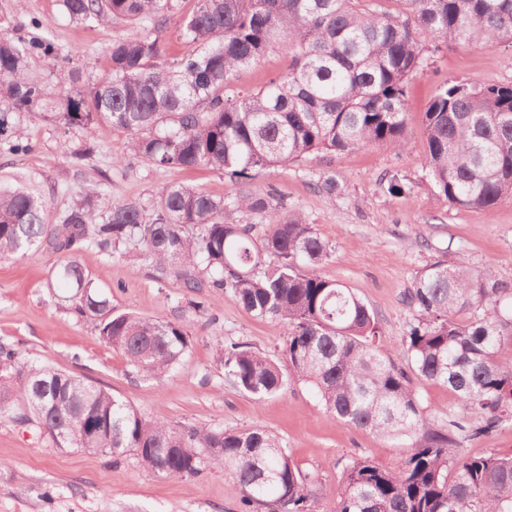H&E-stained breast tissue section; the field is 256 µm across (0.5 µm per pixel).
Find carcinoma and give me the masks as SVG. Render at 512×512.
Returning a JSON list of instances; mask_svg holds the SVG:
<instances>
[{
    "instance_id": "cac0c4a2",
    "label": "carcinoma",
    "mask_w": 512,
    "mask_h": 512,
    "mask_svg": "<svg viewBox=\"0 0 512 512\" xmlns=\"http://www.w3.org/2000/svg\"><path fill=\"white\" fill-rule=\"evenodd\" d=\"M178 2L63 0L88 27L130 23L146 34L114 39L106 74L56 103L26 70L32 57L55 59L61 49L20 28L1 33L0 141L29 151L12 140L18 114L50 110L68 127L109 126L157 167H205L246 181L321 153L403 150L408 84L425 41L512 45V0H196L180 19L192 51L171 60L154 31ZM276 48L291 59L288 73L228 94L238 71ZM422 124L423 167L449 205L490 211L512 197V84L447 81ZM106 193L97 185L50 224L42 196L0 186V259L42 247L63 254L55 276L73 288L75 312L136 374L172 372L191 336L180 323L113 312L76 252L134 253L162 280L174 276L198 296L225 295L287 330L277 355L219 343L235 387L263 399L307 383L325 412L401 442L407 454L394 470L354 458L327 484L295 465L269 430L147 420L101 387L4 344L0 419L35 427L57 448L88 445L115 461L133 451L163 478L222 467L249 512H313L320 495L335 500V512H512V457L460 452L512 420V288L491 269L475 275L458 255L428 262L405 292L413 323L391 347L375 313L320 275L332 245L277 189L224 197L172 182L146 203L113 197L102 209ZM425 383L457 396L448 422L426 416L418 391Z\"/></svg>"
}]
</instances>
